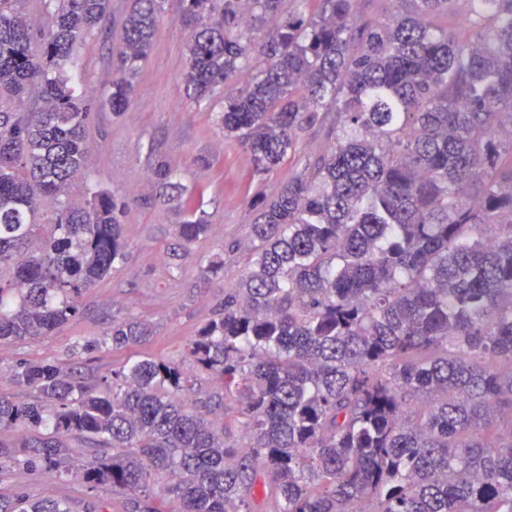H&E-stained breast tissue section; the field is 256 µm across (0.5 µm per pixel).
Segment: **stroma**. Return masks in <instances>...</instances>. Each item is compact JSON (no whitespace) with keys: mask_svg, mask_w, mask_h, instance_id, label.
Listing matches in <instances>:
<instances>
[{"mask_svg":"<svg viewBox=\"0 0 512 512\" xmlns=\"http://www.w3.org/2000/svg\"><path fill=\"white\" fill-rule=\"evenodd\" d=\"M128 4L112 0L110 18L74 49L71 70L94 85L96 104L87 127L88 187L64 198L66 204L81 205L94 189L125 201L126 256L81 295L78 318L49 335L8 346L6 358L0 359V396L20 402L35 396L33 389L16 382L24 362L53 364L92 383L111 379L113 371L141 358L183 362L189 342L223 304L225 286L246 272L255 195L276 193L326 140L325 129L310 130L295 155L286 156L271 172L257 173L249 155L225 140L216 121L223 100L195 103L186 93L182 75L188 63L187 32L181 0H167L151 52L138 70L132 102L124 112L112 114L104 101ZM161 159L177 169L183 195L193 196L196 213L208 226L192 243L179 235L183 214L164 203L161 188L148 180ZM214 257L223 258V270L204 276V266ZM128 320L149 324V341L113 349L107 331L112 323ZM0 493L32 501L56 499L70 512H142L144 506L143 499L119 489L92 490L82 481L23 467L0 474Z\"/></svg>","mask_w":512,"mask_h":512,"instance_id":"1","label":"stroma"}]
</instances>
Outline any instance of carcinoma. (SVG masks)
<instances>
[{
    "label": "carcinoma",
    "mask_w": 512,
    "mask_h": 512,
    "mask_svg": "<svg viewBox=\"0 0 512 512\" xmlns=\"http://www.w3.org/2000/svg\"><path fill=\"white\" fill-rule=\"evenodd\" d=\"M293 7H288V2ZM0 0V101L35 90L33 112L0 109V347L46 336L124 257L126 203L59 197L85 177L89 99L66 67L110 0H52L34 19ZM182 0L183 82L220 92L224 138L258 173L328 126L327 142L275 194L256 198L249 270L187 347L188 364L143 358L86 383L39 362L35 391L0 397V474L72 473L67 437L95 449L91 488L146 492L168 476L181 512H512V0ZM165 0H130L107 97L119 114ZM275 18L260 42L254 32ZM40 40L41 54L32 50ZM334 118H329V114ZM166 160L154 180L175 188ZM55 206L50 227L43 209ZM202 220L179 225L191 243ZM122 349L149 340L112 324ZM224 386L234 415L187 409L198 378ZM421 401L415 418L405 414ZM0 512H69L0 495Z\"/></svg>",
    "instance_id": "obj_1"
}]
</instances>
